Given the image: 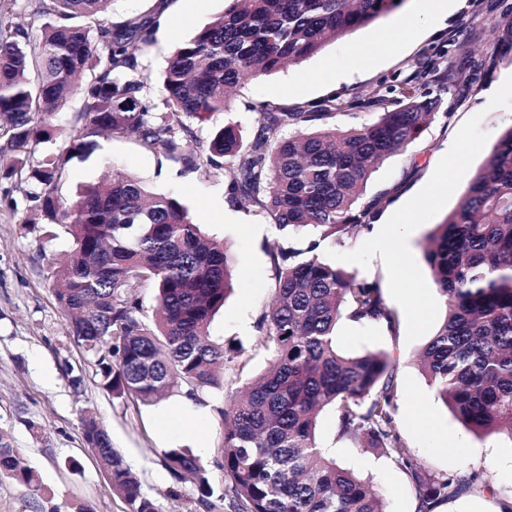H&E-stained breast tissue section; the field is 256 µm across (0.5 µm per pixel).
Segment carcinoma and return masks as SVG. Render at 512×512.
Returning a JSON list of instances; mask_svg holds the SVG:
<instances>
[{
    "instance_id": "1",
    "label": "carcinoma",
    "mask_w": 512,
    "mask_h": 512,
    "mask_svg": "<svg viewBox=\"0 0 512 512\" xmlns=\"http://www.w3.org/2000/svg\"><path fill=\"white\" fill-rule=\"evenodd\" d=\"M114 0H50L36 34L0 14V136L10 172L26 174L27 224H63L73 238L55 267L53 288L70 331L94 358L103 387L116 398L151 406L185 390L199 403L221 387L240 349L214 342L232 260L180 201L155 193L135 175L112 170L66 203L58 194L60 158L37 147L53 140L51 121L76 89L85 103L68 133V152L89 154L107 133L135 138L187 168L204 163L229 175V201L264 209L285 236L319 234L301 250L269 252L275 295L259 318L257 346L270 368L242 397L217 409L224 497L234 512H386L369 482L341 468L319 444L325 408L338 432L393 457L407 475L417 512H433L465 490L483 491L476 472L431 475L401 451L395 361L384 352L348 356L336 345L343 315L359 323L396 324L374 281L314 255L321 242L344 245L378 217L357 207L363 188L388 157L405 151L434 120L441 98L424 92L403 106L347 130L326 123L336 105L291 112L261 103L250 141L228 124L200 156L191 121L230 110V93L251 75L275 72L317 54L399 8L405 0H227L224 13L172 50L163 75V109L147 93L136 51L155 42L156 21L134 15L108 22ZM285 128L292 135L282 138ZM424 259L445 299L438 330L420 352L437 395L477 434L512 438V126L492 143L457 207L426 238ZM157 290V317L139 316L132 292ZM87 446L130 512H157L141 482L98 420H84ZM174 477H191L204 497L214 488L188 448L164 451ZM0 475L34 491L39 476L0 432Z\"/></svg>"
}]
</instances>
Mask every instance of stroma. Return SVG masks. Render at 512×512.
Returning <instances> with one entry per match:
<instances>
[{
  "label": "stroma",
  "mask_w": 512,
  "mask_h": 512,
  "mask_svg": "<svg viewBox=\"0 0 512 512\" xmlns=\"http://www.w3.org/2000/svg\"><path fill=\"white\" fill-rule=\"evenodd\" d=\"M429 3V13L400 7L327 43L301 64L244 79L231 111L195 123L198 141L190 150L200 152L213 131L227 124L250 136L258 119L253 107L263 102L316 112L334 99L341 104L335 124L347 129L405 103L410 90L425 88L441 98V113L419 139L387 159L368 181L360 202H377L380 219L358 231L352 243L324 245L317 254L375 280L397 314L392 328L341 319L336 344L349 355L384 352L395 360L397 430L405 454L434 473L480 472L489 486L487 492H466L441 503L434 512H501L502 503L512 500V438L469 430L437 396L417 359L445 316L444 300L424 260L425 237L454 210L488 147L512 125V0ZM225 6V0H115L112 24L134 14L159 19L155 42L142 54L154 101L162 99L163 73L174 45L208 26ZM398 20L408 24L410 37L375 52L382 30ZM457 141L465 142L468 152L449 164L447 183H439L437 161ZM110 164L134 173L154 192L176 196L194 221L229 249L236 265L233 292L212 321L210 335L219 343L241 341L242 365L227 370L223 390L207 399L194 438L163 429L153 408L108 394L94 358L72 336L52 288L55 262L70 254L72 237L63 225L47 231L25 223L28 185L20 177H5L7 162L0 160V431L42 480L41 490L33 492L1 476L0 512H129L84 441L83 419L90 413L107 428L113 448L137 473L158 512H233L222 496L215 408L232 400L272 360L255 340L258 318L275 293L266 248L278 241V232L266 212L229 203L227 177L210 179L178 163H159L150 150L120 133L101 139L90 156L66 163L59 179L62 199L98 183ZM402 207L415 213L414 224H397ZM394 248L403 250L412 279L403 278L391 263ZM317 433L337 463L371 479L386 512H417L415 493L393 459L340 437L332 411L322 414ZM178 447L192 449L211 472V497L202 498L193 481L177 480L165 467L164 450ZM72 459L79 461V470L69 469Z\"/></svg>",
  "instance_id": "stroma-1"
}]
</instances>
